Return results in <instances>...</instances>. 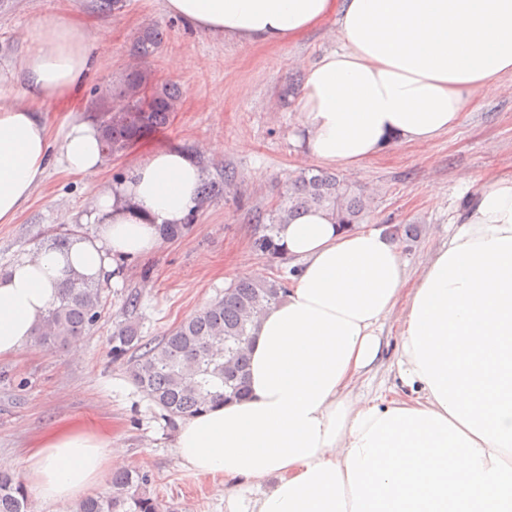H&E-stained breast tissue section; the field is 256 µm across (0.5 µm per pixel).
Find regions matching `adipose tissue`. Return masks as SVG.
Here are the masks:
<instances>
[{"mask_svg":"<svg viewBox=\"0 0 512 512\" xmlns=\"http://www.w3.org/2000/svg\"><path fill=\"white\" fill-rule=\"evenodd\" d=\"M189 27L241 45L297 42L334 20L337 48L305 71L295 109L306 154L359 166L396 140L431 144L475 95L512 75V0H166ZM0 70V224L14 223L51 164L95 174L100 130L73 119L51 138L45 109L101 64L77 19H39ZM204 178L192 153L154 151L122 182L89 186V234L0 272V357L32 342L61 284L119 279L163 225L184 223ZM288 291L259 321L247 394L183 418V467L256 486L227 512H512V175L490 173L447 245L410 278L398 244L339 227L324 210L281 226ZM398 382L359 394L388 318ZM120 461L110 431L83 423L37 437L24 458L44 503L75 501Z\"/></svg>","mask_w":512,"mask_h":512,"instance_id":"1","label":"adipose tissue"}]
</instances>
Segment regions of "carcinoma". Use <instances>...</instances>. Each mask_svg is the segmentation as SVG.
I'll return each mask as SVG.
<instances>
[{"mask_svg":"<svg viewBox=\"0 0 512 512\" xmlns=\"http://www.w3.org/2000/svg\"><path fill=\"white\" fill-rule=\"evenodd\" d=\"M163 43V31L148 27L137 36L130 54L136 66L126 75L117 92L99 96L94 117L101 130L105 156L118 155L145 133L168 124L177 111L183 91L165 83L146 94L151 72L143 67ZM236 174L224 172L220 181L205 180L199 188L201 202L218 193L229 194ZM373 197L355 190L334 173L305 169L279 195L276 207L257 220L255 250L271 258L281 257L277 244L279 226L311 209L326 210L336 223L352 228L370 212ZM287 281L273 277H244L224 289V296L183 321L157 343L140 336L132 324L120 325L112 333V351L121 358L128 351L138 356L127 361L132 383L167 419L201 414L246 390L248 346L257 318L282 298ZM105 305L99 284L81 278L67 279L58 302L43 318L37 336L49 348L64 347L87 333ZM153 478L140 470L112 473L103 493L77 501L70 512H178V509L150 491ZM0 512H31L27 488L22 479L0 472Z\"/></svg>","mask_w":512,"mask_h":512,"instance_id":"cac0c4a2","label":"carcinoma"}]
</instances>
